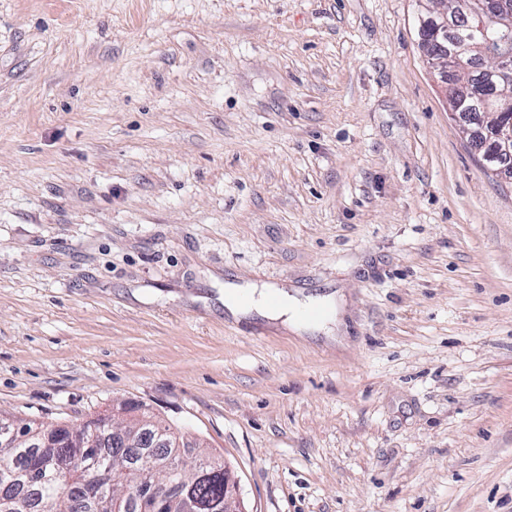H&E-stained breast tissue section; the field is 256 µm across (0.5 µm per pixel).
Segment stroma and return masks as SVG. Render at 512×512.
I'll list each match as a JSON object with an SVG mask.
<instances>
[{
    "label": "stroma",
    "instance_id": "stroma-1",
    "mask_svg": "<svg viewBox=\"0 0 512 512\" xmlns=\"http://www.w3.org/2000/svg\"><path fill=\"white\" fill-rule=\"evenodd\" d=\"M415 0H0V415L142 404L247 512H512V185ZM340 302L334 339L224 291Z\"/></svg>",
    "mask_w": 512,
    "mask_h": 512
}]
</instances>
